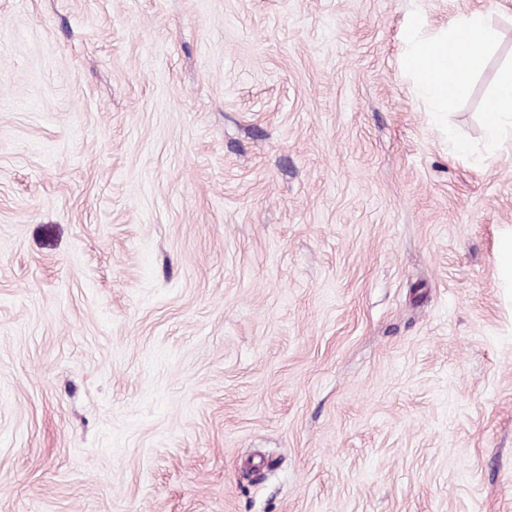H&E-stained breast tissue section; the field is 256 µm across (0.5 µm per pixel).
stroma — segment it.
<instances>
[{
    "mask_svg": "<svg viewBox=\"0 0 512 512\" xmlns=\"http://www.w3.org/2000/svg\"><path fill=\"white\" fill-rule=\"evenodd\" d=\"M512 0H0V512H512V141L402 60Z\"/></svg>",
    "mask_w": 512,
    "mask_h": 512,
    "instance_id": "35a3bbf8",
    "label": "stroma"
}]
</instances>
